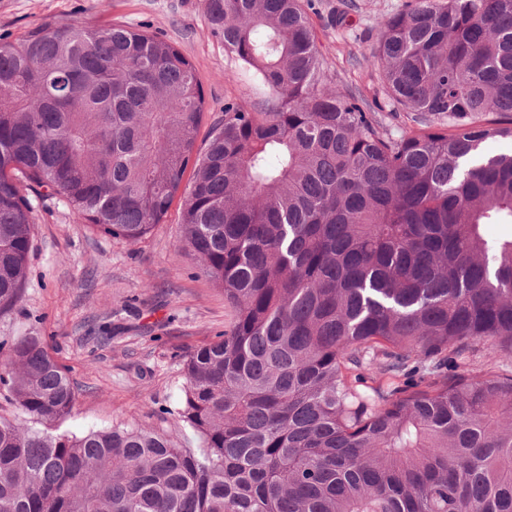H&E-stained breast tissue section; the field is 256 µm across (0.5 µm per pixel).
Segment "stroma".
I'll use <instances>...</instances> for the list:
<instances>
[{
	"instance_id": "35a3bbf8",
	"label": "stroma",
	"mask_w": 512,
	"mask_h": 512,
	"mask_svg": "<svg viewBox=\"0 0 512 512\" xmlns=\"http://www.w3.org/2000/svg\"><path fill=\"white\" fill-rule=\"evenodd\" d=\"M407 0H308L320 51L333 67L331 88L353 86L391 129L408 124L390 110L367 57L380 18ZM114 22L158 34L192 61L203 86L207 121L224 116L228 98L250 100L251 85L208 24L205 0H0V39L14 42L40 26ZM35 241L22 300L0 317V338L37 332L70 368L77 388L66 429L80 433L117 422L169 429L167 408L182 395V360L224 330V292L181 241V199L163 222L131 242L93 230L62 201L31 199ZM512 356L473 342L449 356V373H504Z\"/></svg>"
}]
</instances>
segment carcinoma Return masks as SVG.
Wrapping results in <instances>:
<instances>
[{
    "label": "carcinoma",
    "instance_id": "1",
    "mask_svg": "<svg viewBox=\"0 0 512 512\" xmlns=\"http://www.w3.org/2000/svg\"><path fill=\"white\" fill-rule=\"evenodd\" d=\"M206 15L272 95L225 101L204 149L201 81L159 35L0 41V316L22 300L31 192L130 241L183 194L182 241L228 310L183 361L170 432L60 431L68 369L38 333L1 339L0 512H512V374L438 370L477 340L512 355V233H486L512 227V154L482 149L512 140V0L377 22L371 64L414 115L397 132L330 89L303 0Z\"/></svg>",
    "mask_w": 512,
    "mask_h": 512
}]
</instances>
